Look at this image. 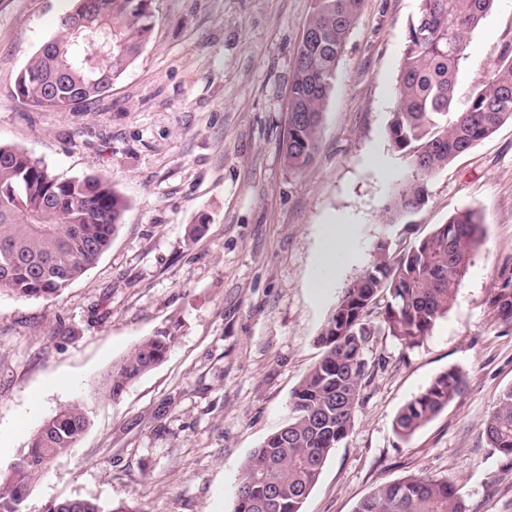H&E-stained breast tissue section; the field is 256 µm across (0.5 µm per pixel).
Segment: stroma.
Masks as SVG:
<instances>
[{
    "mask_svg": "<svg viewBox=\"0 0 512 512\" xmlns=\"http://www.w3.org/2000/svg\"><path fill=\"white\" fill-rule=\"evenodd\" d=\"M314 0H152L135 62L83 112L36 108L18 74L71 0H0V143L58 178L108 177L125 198L110 248L53 298L0 293V468L42 422L79 403L89 428L35 478L24 512L62 499L131 512H234L242 468L288 421L290 397L321 356L317 337L375 244L396 251L465 209L485 235L447 314L408 347L377 332L355 424L302 512H353L410 475L455 484L468 512H512V458L483 422L512 386V123L426 177V203L389 220L413 178L388 136L403 50L419 0H364L336 68L312 164L281 153L294 60ZM512 45V0L466 38L456 99L492 77ZM345 219L360 258L314 296L320 229ZM69 335H57L58 327ZM173 336L166 358L119 399L103 383L144 338ZM465 394L409 440L397 412L441 372Z\"/></svg>",
    "mask_w": 512,
    "mask_h": 512,
    "instance_id": "1",
    "label": "stroma"
}]
</instances>
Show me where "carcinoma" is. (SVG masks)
<instances>
[{"mask_svg": "<svg viewBox=\"0 0 512 512\" xmlns=\"http://www.w3.org/2000/svg\"><path fill=\"white\" fill-rule=\"evenodd\" d=\"M495 0H419L409 26L389 138L409 156L414 179L392 198L394 219L425 202L424 178L512 121V47L505 46L493 77L467 102L456 104L459 65L466 37ZM78 30L62 16L54 37L19 73L18 97L34 107L76 112L101 100L110 78L137 58L152 29L151 0H102ZM363 0H314L299 46L290 89L288 129L282 154L294 172L306 169L318 148L324 105L336 67ZM109 51L112 76L98 65ZM125 200L103 176L61 180L42 162L0 144V292L16 297H54L78 280L109 248L121 224ZM484 236L477 211L463 210L396 253L380 239L364 275L345 288L318 336L321 359L292 393L288 424L271 434L245 463L234 512H302L330 453L355 423L369 378L364 350L374 336L372 307L384 302L381 323L407 346L418 344L448 312L473 252ZM171 336H151L112 367L108 394L120 398L135 379L161 363ZM465 374L450 368L396 414L394 432L409 439L460 397ZM89 426L85 409L67 406L43 421L21 454L25 463L0 472V512H18L34 477L76 447ZM486 444L512 456V387L499 397L483 424ZM48 512H129L124 505L59 500ZM354 512H466L457 487L410 475L378 487Z\"/></svg>", "mask_w": 512, "mask_h": 512, "instance_id": "1", "label": "carcinoma"}]
</instances>
